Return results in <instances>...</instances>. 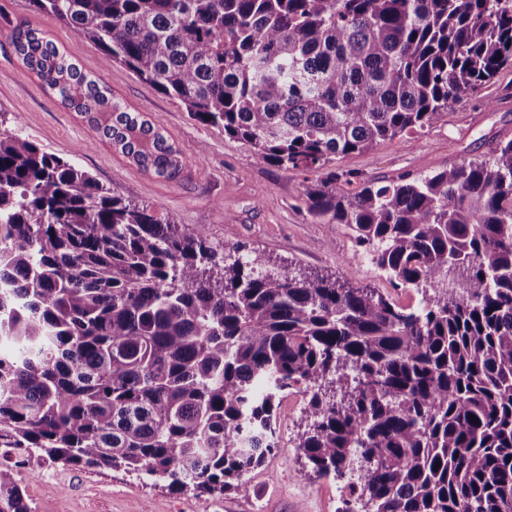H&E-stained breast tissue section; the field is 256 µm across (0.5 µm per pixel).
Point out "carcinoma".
Wrapping results in <instances>:
<instances>
[{"label":"carcinoma","instance_id":"cac0c4a2","mask_svg":"<svg viewBox=\"0 0 512 512\" xmlns=\"http://www.w3.org/2000/svg\"><path fill=\"white\" fill-rule=\"evenodd\" d=\"M32 3L258 160L316 174L309 213L424 297L406 311L226 255L0 129V448L245 494L298 389L312 474L359 472L341 512H512V140L412 180L332 168L512 67V0ZM9 39L64 106L180 178L161 131L43 32ZM0 512H31L10 466Z\"/></svg>","mask_w":512,"mask_h":512}]
</instances>
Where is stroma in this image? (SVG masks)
<instances>
[{"label": "stroma", "mask_w": 512, "mask_h": 512, "mask_svg": "<svg viewBox=\"0 0 512 512\" xmlns=\"http://www.w3.org/2000/svg\"><path fill=\"white\" fill-rule=\"evenodd\" d=\"M25 20L110 89L129 111L162 128L180 152L183 173L168 181L140 170L103 140L79 113L56 96L16 57L8 22ZM0 127L19 131L48 152L73 160L117 194L155 209L174 224L205 231L217 249L258 251L293 274L319 273L354 288H373L404 308L422 295L397 288L359 254L349 229L310 216L305 187L310 173L259 162L245 142L223 128L193 120L184 105L141 82L55 17L35 12L30 0H0ZM512 139V69L505 68L474 96H466L408 143L386 141L335 160L336 168L367 179L418 177L489 157ZM304 406L282 398L276 419L288 426L280 448L246 476L245 495L176 493L163 483L121 470L52 466L26 490L33 512H339L335 480L316 478L295 445L305 425Z\"/></svg>", "instance_id": "obj_1"}]
</instances>
